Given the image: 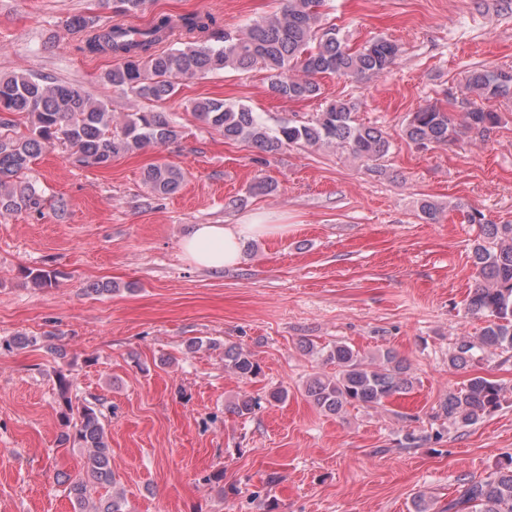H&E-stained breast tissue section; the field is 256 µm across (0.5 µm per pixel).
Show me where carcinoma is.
I'll list each match as a JSON object with an SVG mask.
<instances>
[{"instance_id": "1", "label": "carcinoma", "mask_w": 512, "mask_h": 512, "mask_svg": "<svg viewBox=\"0 0 512 512\" xmlns=\"http://www.w3.org/2000/svg\"><path fill=\"white\" fill-rule=\"evenodd\" d=\"M326 0H284L282 9L253 21L244 32H219L209 16L187 13L172 20L157 18L136 35L119 24L99 25L75 17L71 25L90 30L85 50L116 58L104 81L112 90L145 106L126 115L118 128L107 104L82 88L48 78L26 75L0 77V214L37 211L40 196L26 180L34 158L58 143L66 145L74 161L106 167L112 158L178 139V126L163 111L177 92L178 81L202 78L228 70L246 71L260 66L268 73V91L273 96L304 101L321 96L318 77L336 74L361 80L387 72L400 49L386 37H374L361 47L351 46L334 27L322 25L321 8ZM184 36L177 48L161 49L174 29ZM219 36L220 43H208ZM466 124L458 127L453 116L437 105H427L407 119L404 135L414 145L427 149L446 145L466 133L484 136L500 121L499 113L477 105L476 100L512 99V70L473 69L465 76ZM357 104L338 98L327 102L315 118L306 122L283 121L269 127L260 115L242 103L205 98L192 102L191 111L204 125L224 134L226 141H244L275 154L301 145L334 146L352 156L373 162L391 148L388 135L374 126L355 122ZM22 114L26 133L18 132L11 119ZM183 172L158 164L144 172V182L156 196L176 192ZM467 223L478 227L471 246L474 269L467 312L487 318L482 334L456 343L448 363L463 369L486 354L512 353V224H494L477 209L466 211ZM57 273L31 270L29 282L46 288ZM307 351L336 367L334 374H316L305 385L306 397L320 410L339 414L349 407L380 405L407 392L414 378L406 359L387 349L366 357L350 345L338 342ZM224 367L242 380L259 373L254 355L239 346L224 348ZM61 417L67 430L59 441L86 449L82 474L69 483L68 495L79 512H125L121 494L95 496L97 487L112 484L111 449L102 413L85 405L74 410L69 383L61 380ZM508 401L506 389L496 381L474 376L448 394L439 414L459 427H468L498 411ZM456 512H512V458L484 478L467 479L457 489Z\"/></svg>"}]
</instances>
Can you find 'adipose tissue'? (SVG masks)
I'll return each mask as SVG.
<instances>
[{
	"label": "adipose tissue",
	"instance_id": "ef3b65f1",
	"mask_svg": "<svg viewBox=\"0 0 512 512\" xmlns=\"http://www.w3.org/2000/svg\"><path fill=\"white\" fill-rule=\"evenodd\" d=\"M272 215H259L237 224H195L180 242L184 261L189 265L221 270L242 263V245L248 239H260L286 232Z\"/></svg>",
	"mask_w": 512,
	"mask_h": 512
}]
</instances>
